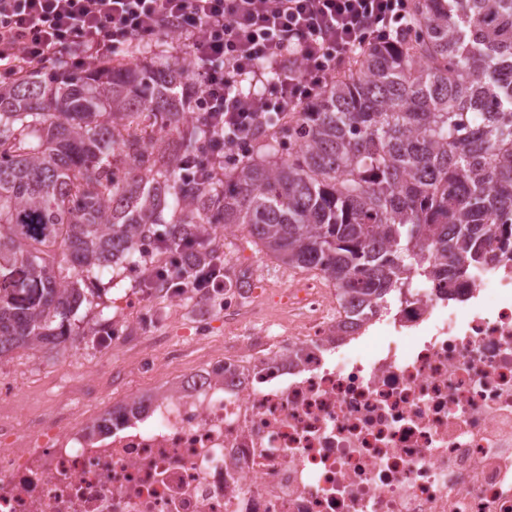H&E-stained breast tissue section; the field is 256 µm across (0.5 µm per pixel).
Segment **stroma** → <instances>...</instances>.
<instances>
[{"label": "stroma", "mask_w": 512, "mask_h": 512, "mask_svg": "<svg viewBox=\"0 0 512 512\" xmlns=\"http://www.w3.org/2000/svg\"><path fill=\"white\" fill-rule=\"evenodd\" d=\"M214 246L226 276L253 281L257 302L229 315L223 296L176 301L150 287L144 269L121 270L97 285L92 303L82 304L66 352L19 349L0 360V375L15 385L13 393L0 395V416L18 433H26L59 404L84 399L88 381L94 393L111 395L119 403L152 393L185 369L234 351L243 339L277 320L283 308L281 286L291 269L259 253L244 231H217ZM128 296L143 300V307L123 308L121 301ZM102 316L121 325L124 342L116 352L102 351L95 341Z\"/></svg>", "instance_id": "1"}]
</instances>
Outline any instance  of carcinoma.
<instances>
[{
    "instance_id": "carcinoma-1",
    "label": "carcinoma",
    "mask_w": 512,
    "mask_h": 512,
    "mask_svg": "<svg viewBox=\"0 0 512 512\" xmlns=\"http://www.w3.org/2000/svg\"><path fill=\"white\" fill-rule=\"evenodd\" d=\"M394 52L369 48L313 106L259 123L224 178L184 182L212 136L186 120L178 58L65 62L0 86V359L59 353L80 283L162 241L242 226L313 272L363 321L414 277L441 284L512 261V0H413Z\"/></svg>"
}]
</instances>
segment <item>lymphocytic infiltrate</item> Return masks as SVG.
Here are the masks:
<instances>
[{"mask_svg": "<svg viewBox=\"0 0 512 512\" xmlns=\"http://www.w3.org/2000/svg\"><path fill=\"white\" fill-rule=\"evenodd\" d=\"M410 0H0V77L106 67L133 44L177 36L192 64L191 103L218 142L187 179L218 180L230 146L269 114L313 104L356 51L397 45ZM273 93H243V81ZM192 248L165 251L156 280L175 294L207 296L224 285V262L199 272Z\"/></svg>", "mask_w": 512, "mask_h": 512, "instance_id": "1", "label": "lymphocytic infiltrate"}]
</instances>
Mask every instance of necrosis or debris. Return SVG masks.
I'll return each instance as SVG.
<instances>
[{
  "label": "necrosis or debris",
  "mask_w": 512,
  "mask_h": 512,
  "mask_svg": "<svg viewBox=\"0 0 512 512\" xmlns=\"http://www.w3.org/2000/svg\"><path fill=\"white\" fill-rule=\"evenodd\" d=\"M286 298L140 414L0 419V512H512V264L363 322L315 278Z\"/></svg>",
  "instance_id": "1"
}]
</instances>
